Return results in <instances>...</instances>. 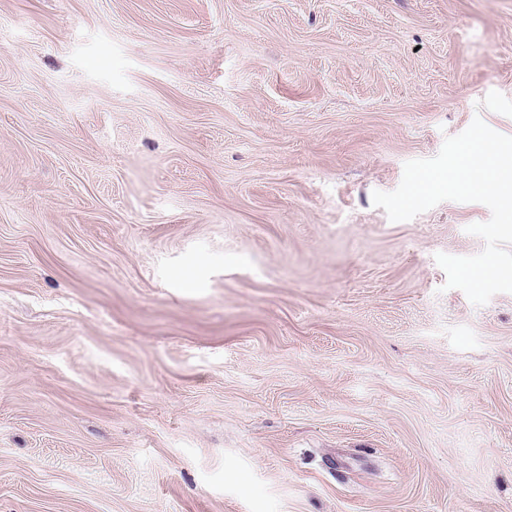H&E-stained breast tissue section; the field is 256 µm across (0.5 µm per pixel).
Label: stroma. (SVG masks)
I'll return each instance as SVG.
<instances>
[{
    "label": "stroma",
    "mask_w": 512,
    "mask_h": 512,
    "mask_svg": "<svg viewBox=\"0 0 512 512\" xmlns=\"http://www.w3.org/2000/svg\"><path fill=\"white\" fill-rule=\"evenodd\" d=\"M512 0H0V512H512L487 221Z\"/></svg>",
    "instance_id": "35a3bbf8"
}]
</instances>
